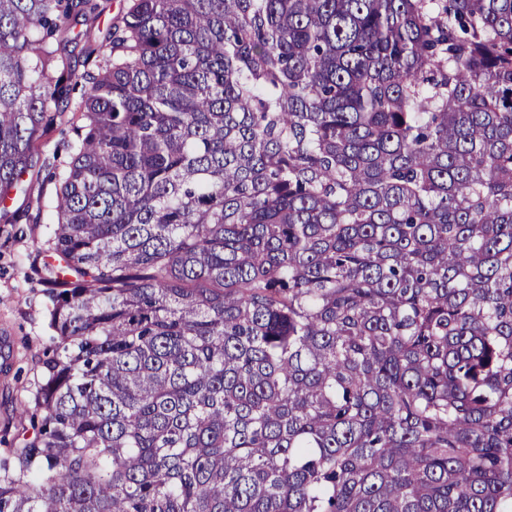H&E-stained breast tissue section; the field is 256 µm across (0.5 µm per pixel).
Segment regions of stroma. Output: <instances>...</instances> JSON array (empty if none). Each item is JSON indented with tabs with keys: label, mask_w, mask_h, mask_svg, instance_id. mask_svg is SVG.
I'll return each instance as SVG.
<instances>
[{
	"label": "stroma",
	"mask_w": 512,
	"mask_h": 512,
	"mask_svg": "<svg viewBox=\"0 0 512 512\" xmlns=\"http://www.w3.org/2000/svg\"><path fill=\"white\" fill-rule=\"evenodd\" d=\"M69 124L49 128L41 139L40 162L31 171L33 195L9 200L10 209L26 212L23 224L0 223V457L31 435L30 403L41 380L42 358L51 343L49 301L30 263L36 249L45 247L51 232L56 182L48 164L67 160L63 142Z\"/></svg>",
	"instance_id": "stroma-1"
}]
</instances>
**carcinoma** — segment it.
Instances as JSON below:
<instances>
[{
	"instance_id": "carcinoma-1",
	"label": "carcinoma",
	"mask_w": 512,
	"mask_h": 512,
	"mask_svg": "<svg viewBox=\"0 0 512 512\" xmlns=\"http://www.w3.org/2000/svg\"><path fill=\"white\" fill-rule=\"evenodd\" d=\"M99 15L0 0V201L84 119L0 512H512V0Z\"/></svg>"
}]
</instances>
